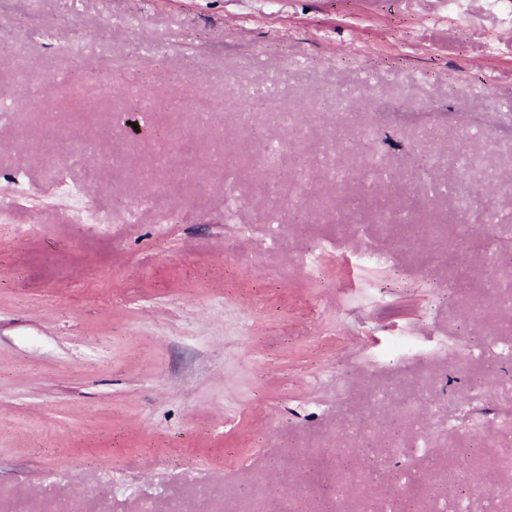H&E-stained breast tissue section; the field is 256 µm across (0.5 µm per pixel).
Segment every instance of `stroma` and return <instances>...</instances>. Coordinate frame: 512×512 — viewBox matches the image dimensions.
Listing matches in <instances>:
<instances>
[{
    "label": "stroma",
    "instance_id": "obj_1",
    "mask_svg": "<svg viewBox=\"0 0 512 512\" xmlns=\"http://www.w3.org/2000/svg\"><path fill=\"white\" fill-rule=\"evenodd\" d=\"M0 512H512V0H0Z\"/></svg>",
    "mask_w": 512,
    "mask_h": 512
}]
</instances>
